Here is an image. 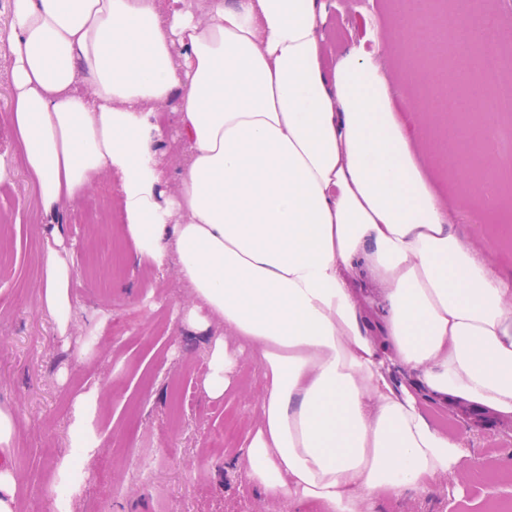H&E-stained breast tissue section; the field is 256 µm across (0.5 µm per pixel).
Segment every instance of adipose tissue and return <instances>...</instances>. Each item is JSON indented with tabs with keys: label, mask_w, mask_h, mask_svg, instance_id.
<instances>
[{
	"label": "adipose tissue",
	"mask_w": 512,
	"mask_h": 512,
	"mask_svg": "<svg viewBox=\"0 0 512 512\" xmlns=\"http://www.w3.org/2000/svg\"><path fill=\"white\" fill-rule=\"evenodd\" d=\"M11 0L14 110L39 204L55 216L92 178L116 174L139 256L176 253L201 305L223 324L203 382L217 400L244 356L258 366V421L240 462L263 494L319 512H367L372 493L427 491L463 450L421 401L512 420V281L455 232L393 110L368 38L325 67L327 0ZM393 40L432 132L431 161L478 216L512 239V191L486 203L494 169L465 157L484 124L460 125L480 93L449 69L477 57L455 23L475 0H393ZM86 82L89 93L78 90ZM179 100L189 159L162 189L154 108ZM47 244L44 305L70 321L72 259ZM414 373L399 390L391 365Z\"/></svg>",
	"instance_id": "ef3b65f1"
}]
</instances>
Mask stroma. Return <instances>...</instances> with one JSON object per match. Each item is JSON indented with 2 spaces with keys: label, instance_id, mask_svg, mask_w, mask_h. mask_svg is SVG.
Returning a JSON list of instances; mask_svg holds the SVG:
<instances>
[{
  "label": "stroma",
  "instance_id": "obj_1",
  "mask_svg": "<svg viewBox=\"0 0 512 512\" xmlns=\"http://www.w3.org/2000/svg\"><path fill=\"white\" fill-rule=\"evenodd\" d=\"M376 60L392 83L410 77L390 41L397 25L389 0H373ZM10 0H0V409L15 421L5 455L18 477L21 512H43L48 495L67 489V512H317L257 492L236 463L238 449L207 450L225 413L246 427L261 395L258 369L245 359L239 389L214 401L200 388L214 337L182 320L198 300L176 255L163 266L136 255L118 211V182L95 178L58 212L74 265L71 325L59 335L42 304L47 228L22 147L8 116L12 106ZM177 100L156 109L167 131L157 154L162 187L181 186L188 146L177 123ZM454 229L503 277H512V250L484 235L463 196L435 182ZM84 401L87 448L72 446L77 401ZM432 417L457 434L467 454L427 492L372 494L371 512H489L512 501V420L431 404ZM79 478H72L73 468Z\"/></svg>",
  "mask_w": 512,
  "mask_h": 512
}]
</instances>
